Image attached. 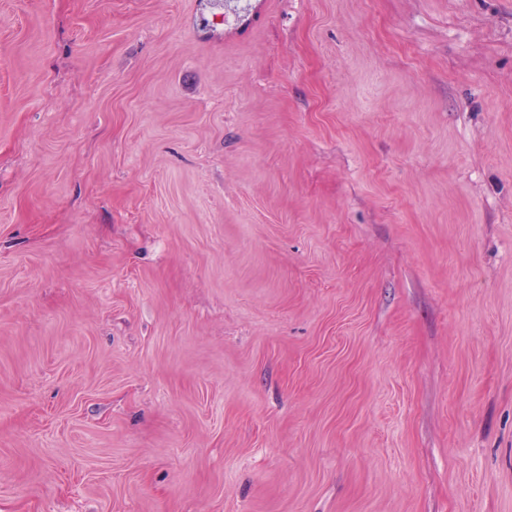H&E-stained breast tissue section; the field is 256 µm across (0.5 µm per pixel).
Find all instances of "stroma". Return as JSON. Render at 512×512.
Returning <instances> with one entry per match:
<instances>
[{
    "label": "stroma",
    "instance_id": "stroma-1",
    "mask_svg": "<svg viewBox=\"0 0 512 512\" xmlns=\"http://www.w3.org/2000/svg\"><path fill=\"white\" fill-rule=\"evenodd\" d=\"M0 512H512V0H0Z\"/></svg>",
    "mask_w": 512,
    "mask_h": 512
}]
</instances>
